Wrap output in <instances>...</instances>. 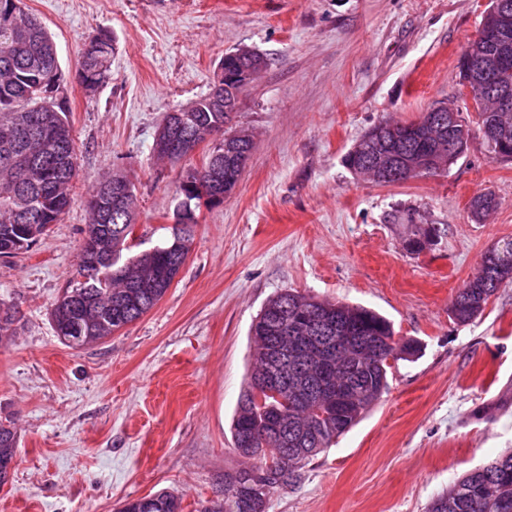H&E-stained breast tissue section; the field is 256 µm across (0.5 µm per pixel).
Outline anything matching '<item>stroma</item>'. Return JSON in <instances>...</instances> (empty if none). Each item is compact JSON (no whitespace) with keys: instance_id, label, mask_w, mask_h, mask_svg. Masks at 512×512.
I'll use <instances>...</instances> for the list:
<instances>
[{"instance_id":"35a3bbf8","label":"stroma","mask_w":512,"mask_h":512,"mask_svg":"<svg viewBox=\"0 0 512 512\" xmlns=\"http://www.w3.org/2000/svg\"><path fill=\"white\" fill-rule=\"evenodd\" d=\"M51 33L67 81L79 177L69 210L30 250L0 258V420L18 433L0 512H119L160 490L200 512L224 473L248 466L230 424L250 328L285 290L363 305L422 345L388 389L267 512H426L465 473L512 449V284L472 322L450 305L483 254L512 238V161L495 159L463 93L458 61L488 0H23ZM115 47L95 94L75 78L100 31ZM264 54L232 126L253 135L234 192L201 209L192 249L162 300L105 341L74 350L50 311L76 275L92 184L118 171L138 199L134 251L173 237L187 169L157 158L169 112L214 84L226 52ZM453 103L470 130L447 171L394 185L351 173L346 152L380 121ZM490 192V220L470 201ZM438 227L420 253L404 241Z\"/></svg>"}]
</instances>
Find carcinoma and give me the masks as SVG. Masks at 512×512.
Listing matches in <instances>:
<instances>
[{"mask_svg":"<svg viewBox=\"0 0 512 512\" xmlns=\"http://www.w3.org/2000/svg\"><path fill=\"white\" fill-rule=\"evenodd\" d=\"M22 0H0V257H12L26 251L58 223L71 202V188L78 175L76 143L69 122L68 97L57 90L58 97H46L45 73L55 72L57 85L65 82L56 46L47 28L33 15L25 13L26 25H13V16L22 11ZM114 46L112 38L102 33L92 39L82 52L76 75L93 94L109 78ZM243 62L234 52L224 55L220 70L224 77L214 85L236 87ZM239 96L230 92L224 107H215L205 95L188 111L180 113L174 123L179 135H190L198 129L221 131L236 111ZM27 115L42 127L50 146L44 161L53 172L66 174L49 186L24 180V174L13 164L3 148V131L18 117ZM442 141L433 148L417 142L394 139L390 122L385 120L369 129L344 156L346 167L354 172L369 159L399 152L433 153L443 167H448V139H462L469 132L448 129ZM29 132L14 127L9 141L15 150L31 148ZM224 155L220 174L224 177V193L230 195L239 174L237 158L252 150L253 142L236 141L224 133ZM136 198L129 199L122 210H107L106 216L91 215L86 232L94 237L98 251L108 253L114 262L96 263L95 253L81 248L76 278L58 297L51 312L54 331L71 349H82L112 336L120 326H127L145 315L171 286L176 262L189 253L185 243L192 242L188 230L174 235L172 243L154 246L133 257L124 256L130 249V228L135 226ZM498 262L512 266V238L501 239L489 248ZM489 274L480 266L473 279L456 293L451 315L460 324L474 320L483 310L497 287L475 288L473 281H483ZM126 282H143L145 288H126ZM79 301L73 302L72 295ZM312 312L338 319L337 326L349 327L352 341L341 353L342 364L336 383L355 388V399L340 416L329 412L314 400L285 407L275 396L257 394L254 382L267 365V328L258 323L252 328L253 369L232 424L236 452L255 460L246 468L224 472V497L215 512H266L269 496L278 488L301 478L302 470L317 455L330 447L338 437L351 429L388 389L390 361H409L420 352L414 339H394L390 322L374 310L320 301L313 296L288 290L270 298L261 310L266 322L278 312ZM16 334L15 316L0 309V344ZM288 412V446L263 443L268 423L282 412ZM17 431L11 421H0V484L9 479V467L15 462ZM277 457V469L268 474L262 486H251L250 472L266 460L262 448ZM119 512H183L182 498L168 491L126 502ZM427 512H512V453L503 454L455 481L448 491L434 498Z\"/></svg>","mask_w":512,"mask_h":512,"instance_id":"obj_1","label":"carcinoma"}]
</instances>
